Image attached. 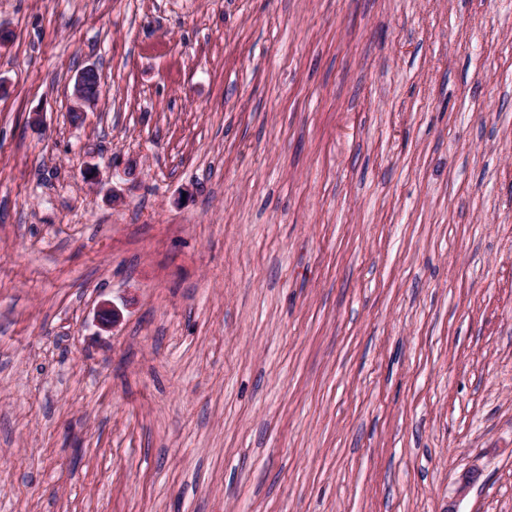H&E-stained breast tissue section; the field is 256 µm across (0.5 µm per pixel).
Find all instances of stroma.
<instances>
[{"label":"stroma","instance_id":"1","mask_svg":"<svg viewBox=\"0 0 512 512\" xmlns=\"http://www.w3.org/2000/svg\"><path fill=\"white\" fill-rule=\"evenodd\" d=\"M0 29V512H512V0ZM89 86L91 89H95L98 84H100V75L92 74L88 77ZM96 96H90L85 90V82L82 74H78L75 78L73 98H74V106L72 112L73 121H78L81 119V115L77 112H87V109H94V106L100 100V89L99 87L95 89Z\"/></svg>","mask_w":512,"mask_h":512}]
</instances>
